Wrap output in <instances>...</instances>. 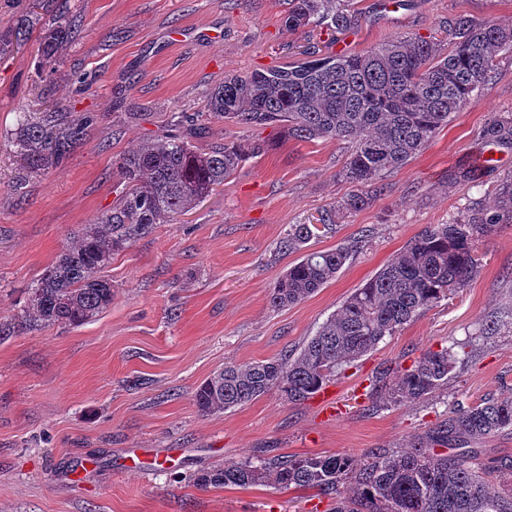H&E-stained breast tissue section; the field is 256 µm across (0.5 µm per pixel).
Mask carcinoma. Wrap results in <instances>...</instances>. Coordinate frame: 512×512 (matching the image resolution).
<instances>
[{
    "label": "carcinoma",
    "instance_id": "carcinoma-1",
    "mask_svg": "<svg viewBox=\"0 0 512 512\" xmlns=\"http://www.w3.org/2000/svg\"><path fill=\"white\" fill-rule=\"evenodd\" d=\"M358 14L344 0H288L283 17L290 31L353 28ZM449 45L434 36H401L362 53L321 55L315 50L285 66L226 75L205 95L204 111L173 117L175 133L147 139L117 163L122 198L86 226L29 289L21 322L80 326L112 304V281L101 270L112 252L156 224H171L242 164L266 153L271 142L256 139L201 148L193 139L208 133V121L254 128H281L299 141L335 139L351 144L341 170L346 181L368 186L337 205L357 211L381 192L378 182L422 152L453 115L473 104L495 73L499 52L512 50V26L467 14L448 17ZM23 27L0 28V53L23 41ZM73 39L72 23L42 28L41 70L55 67ZM92 118L56 124L22 118L17 145L29 167L57 164L79 145ZM482 138L512 144V116L497 115ZM512 223V175L497 191L495 209L476 206L449 224H434L414 237L362 287L356 289L295 353L274 360L230 365L195 392L203 413L242 406L277 389L292 402L319 392L336 370L372 351L448 291L467 285L476 272V239L498 224ZM314 224H293L282 241L297 252L315 235ZM353 247L338 245L302 255L276 281L270 302L297 304L332 281ZM457 359L448 347L428 350L401 370L386 369L371 391L382 388L393 404L426 398L448 383ZM512 430V397L483 400L451 411L409 439L402 450L369 448L360 457L338 454L245 461L194 476L201 487L274 484L309 488L336 500V512H512V497L496 494L490 473L512 476V464L470 465L487 438ZM350 486L351 495H341Z\"/></svg>",
    "mask_w": 512,
    "mask_h": 512
}]
</instances>
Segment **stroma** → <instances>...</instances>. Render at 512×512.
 Listing matches in <instances>:
<instances>
[{
  "label": "stroma",
  "mask_w": 512,
  "mask_h": 512,
  "mask_svg": "<svg viewBox=\"0 0 512 512\" xmlns=\"http://www.w3.org/2000/svg\"><path fill=\"white\" fill-rule=\"evenodd\" d=\"M361 14L342 34L291 32L288 0H0V25L66 20L73 42L52 72L39 73L40 34L0 54V323L20 315L27 290L74 235L117 206L115 160L169 133L178 112H199L225 75L301 59L307 46L359 53L387 38L428 36L456 14L512 24V0H350ZM93 119L84 145L57 165L30 170L17 147L22 113L47 109ZM512 113V52L472 105L429 145L383 179L365 208L327 210L351 193L339 174L350 149L336 140L285 139L212 122L213 143L274 141L223 186L172 224H158L118 251L101 274L111 305L80 326L18 329L0 338V512H330L311 489L274 485L202 488L199 471L266 455L360 456L394 448L456 405L512 396V223L475 242L477 274L462 291L385 337L324 387L288 401L277 390L217 414L194 393L226 364L272 360L299 350L357 288L411 239L492 207L512 173V145L480 132ZM497 153L477 182L450 173ZM292 224H314L308 251L358 242L336 278L304 301L273 307L274 283L297 259L282 250ZM501 325L489 331L491 318ZM453 348L458 364L431 397L368 412L357 399L383 368L410 366L426 350ZM149 451L147 469L125 467L129 450Z\"/></svg>",
  "instance_id": "35a3bbf8"
}]
</instances>
